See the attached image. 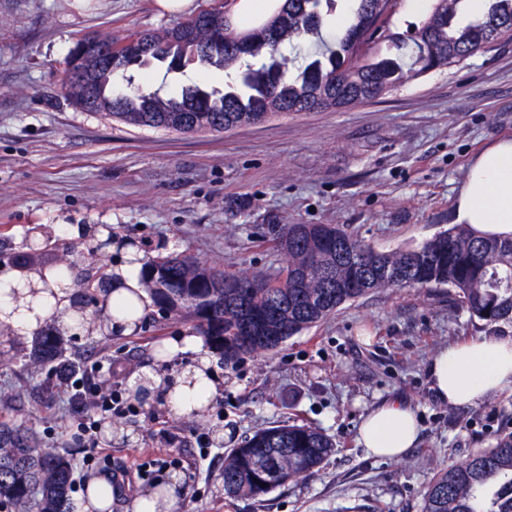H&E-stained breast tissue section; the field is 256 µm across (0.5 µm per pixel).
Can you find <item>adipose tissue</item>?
Listing matches in <instances>:
<instances>
[{"label": "adipose tissue", "instance_id": "ef3b65f1", "mask_svg": "<svg viewBox=\"0 0 512 512\" xmlns=\"http://www.w3.org/2000/svg\"><path fill=\"white\" fill-rule=\"evenodd\" d=\"M455 220L469 225L479 235L512 238V139L489 146L472 163L458 196ZM141 263L118 264L112 299H132L133 315L110 311L108 330L134 331L151 304L142 287ZM39 275L30 271L0 272V327L28 340L48 324L70 329L74 290L70 279L58 278L54 295L43 299ZM166 358L193 353V364L168 374L146 372L141 384L149 397H160L176 415L188 416L210 405L217 393V377L196 336H179L165 341ZM431 389L441 402L451 406L475 405L504 391L512 392V336L485 335L442 350L428 366ZM419 423L403 401L390 399L372 410L362 421L358 440L369 455L399 460L418 440ZM179 480L170 475L141 490L133 503L134 512H173Z\"/></svg>", "mask_w": 512, "mask_h": 512}]
</instances>
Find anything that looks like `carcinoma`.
Returning a JSON list of instances; mask_svg holds the SVG:
<instances>
[{
    "label": "carcinoma",
    "instance_id": "carcinoma-1",
    "mask_svg": "<svg viewBox=\"0 0 512 512\" xmlns=\"http://www.w3.org/2000/svg\"><path fill=\"white\" fill-rule=\"evenodd\" d=\"M335 0H279L263 22L239 31L221 10L170 29L142 32L131 44L80 39L66 61L61 89L81 109L128 126L180 134L227 132L284 113L340 110L386 95L405 81L442 71L489 49L512 32V0H489L476 19L463 18L465 0H434L429 16L408 34L386 28L394 0H351L342 19ZM336 35L309 51L298 66L282 47H298L326 28ZM191 37L205 66L233 75L222 89L191 83L165 96L132 91V66L167 64ZM410 55L382 53L381 43ZM52 236L33 228L21 251L0 250V265L41 264ZM277 246L285 263L273 277L219 270L196 257L157 256L143 263L141 279L175 321H192L213 351L233 363L271 351L279 339L250 338L247 322L267 324L290 339L341 306L384 288H446L458 307L490 333H512V239L478 237L455 224L415 247L377 251L336 224H283ZM113 279L88 271L76 294L84 310L108 294ZM28 365L64 377L76 368L63 340L46 332L24 354ZM334 451L332 440L308 425L261 428L224 457V489L258 499L313 473ZM72 465L30 435L0 425V510L72 512ZM421 512H512V432L487 448L437 468L422 494Z\"/></svg>",
    "mask_w": 512,
    "mask_h": 512
}]
</instances>
